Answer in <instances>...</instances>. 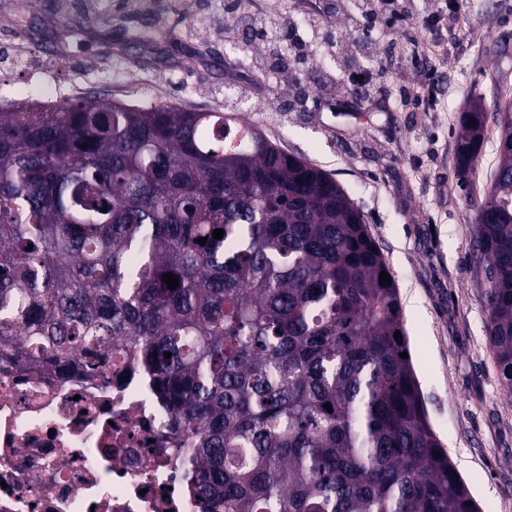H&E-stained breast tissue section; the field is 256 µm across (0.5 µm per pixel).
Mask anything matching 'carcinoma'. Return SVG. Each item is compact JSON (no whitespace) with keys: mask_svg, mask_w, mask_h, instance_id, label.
<instances>
[{"mask_svg":"<svg viewBox=\"0 0 512 512\" xmlns=\"http://www.w3.org/2000/svg\"><path fill=\"white\" fill-rule=\"evenodd\" d=\"M496 116L476 247L511 401L512 101ZM484 126L466 113L463 174ZM382 271L347 191L239 112L88 96L0 111V357L141 371L202 512H481L400 357Z\"/></svg>","mask_w":512,"mask_h":512,"instance_id":"carcinoma-1","label":"carcinoma"}]
</instances>
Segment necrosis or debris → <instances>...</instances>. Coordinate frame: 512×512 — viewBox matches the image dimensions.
I'll use <instances>...</instances> for the list:
<instances>
[{
  "instance_id": "obj_1",
  "label": "necrosis or debris",
  "mask_w": 512,
  "mask_h": 512,
  "mask_svg": "<svg viewBox=\"0 0 512 512\" xmlns=\"http://www.w3.org/2000/svg\"><path fill=\"white\" fill-rule=\"evenodd\" d=\"M168 408L122 379L0 358V512H200L172 479Z\"/></svg>"
}]
</instances>
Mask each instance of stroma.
Masks as SVG:
<instances>
[{
    "mask_svg": "<svg viewBox=\"0 0 512 512\" xmlns=\"http://www.w3.org/2000/svg\"><path fill=\"white\" fill-rule=\"evenodd\" d=\"M0 0V107L99 102L239 111L284 151L329 173L361 210L399 288L404 327L429 421L480 508L512 512V403L487 340L485 274L473 252L476 205L497 161L496 99L512 96V0H404L418 62L385 52L363 64L381 88L341 105L317 86L336 68L319 44L295 90L305 112L260 110L274 83L232 53L242 35L209 33L212 7L179 18L159 0ZM435 70L436 82L424 70ZM485 138L462 190L456 139L473 103Z\"/></svg>",
    "mask_w": 512,
    "mask_h": 512,
    "instance_id": "stroma-1",
    "label": "stroma"
}]
</instances>
